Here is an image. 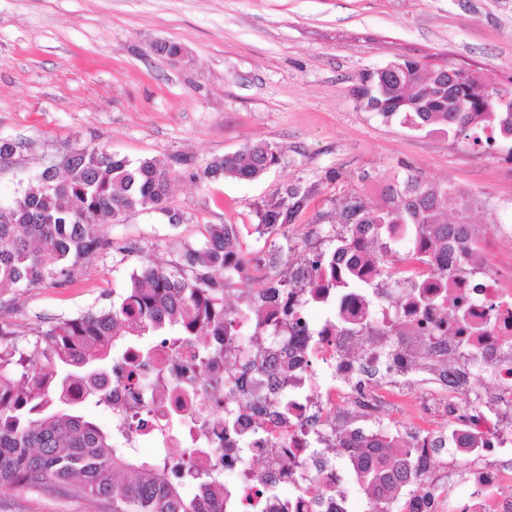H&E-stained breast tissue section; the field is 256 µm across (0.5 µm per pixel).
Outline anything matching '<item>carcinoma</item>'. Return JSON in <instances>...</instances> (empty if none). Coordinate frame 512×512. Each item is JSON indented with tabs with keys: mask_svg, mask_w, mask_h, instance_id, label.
<instances>
[{
	"mask_svg": "<svg viewBox=\"0 0 512 512\" xmlns=\"http://www.w3.org/2000/svg\"><path fill=\"white\" fill-rule=\"evenodd\" d=\"M509 105L490 103V91ZM356 96L385 119L429 133L442 132L465 144L512 133V82L473 71L456 87L451 62L429 66L407 57L360 76ZM279 163L277 147L256 142L208 162L200 178L254 181ZM172 168L146 157L136 162L92 147L77 150L59 178L40 172L36 183L0 205V293L68 282L82 260L102 246L99 227L131 210L169 212ZM378 206L351 193L341 210L345 224H408L431 241L448 243V187L407 174L387 185ZM306 194L291 187L262 205L259 226L276 236L271 261L292 250L288 224ZM240 229L213 224L200 249L182 262L145 263L133 271L119 300L38 332L31 352L0 347V492L32 483H56L112 504V512H224V481L217 470L167 459H143L115 445L116 434L89 421L80 405L112 409V381L93 373L105 367L118 342L159 336L173 356L199 346L201 357L221 354L207 336L224 335V278L239 270ZM84 387L81 399L73 387ZM371 451L361 460L363 482L389 490L403 474L406 456ZM192 485L187 497L183 487Z\"/></svg>",
	"mask_w": 512,
	"mask_h": 512,
	"instance_id": "1",
	"label": "carcinoma"
}]
</instances>
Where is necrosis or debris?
<instances>
[{
	"mask_svg": "<svg viewBox=\"0 0 512 512\" xmlns=\"http://www.w3.org/2000/svg\"><path fill=\"white\" fill-rule=\"evenodd\" d=\"M345 230L357 244L333 273L300 262L279 304L254 297L225 314L222 355L203 363L188 347L172 359L157 345L145 366L124 347L112 381L123 446L148 439L157 457L176 448L217 464L225 512H352L348 475L377 445L415 449L421 480L445 459L466 465L428 492L400 487L399 512H512L498 495L512 481V271L495 265L497 232L452 224L442 248L402 224ZM349 273L357 287H336ZM246 347L256 361L242 359ZM424 363L439 370L414 404L432 426L417 431L390 410ZM227 408L228 423L216 416Z\"/></svg>",
	"mask_w": 512,
	"mask_h": 512,
	"instance_id": "necrosis-or-debris-1",
	"label": "necrosis or debris"
}]
</instances>
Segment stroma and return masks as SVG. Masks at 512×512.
I'll use <instances>...</instances> for the list:
<instances>
[{
  "label": "stroma",
  "instance_id": "obj_1",
  "mask_svg": "<svg viewBox=\"0 0 512 512\" xmlns=\"http://www.w3.org/2000/svg\"><path fill=\"white\" fill-rule=\"evenodd\" d=\"M181 44L184 58L157 53ZM512 76V0H0V165L9 204L48 161L83 147L138 160L180 158L169 207L137 210L102 226L104 248L70 282L0 297L6 344L33 350L38 330L116 300L144 262H180L212 224L241 229L248 279L224 282L238 307L267 277L272 238L258 208L297 186L306 200L289 226L293 258L341 232L351 192L381 202L406 172L468 197L460 214L480 226L512 225V142L484 149L384 120L354 95L363 73L402 57ZM266 141L280 162L252 182L204 181L214 158ZM0 512H111L108 502L63 487L0 493Z\"/></svg>",
  "mask_w": 512,
  "mask_h": 512
}]
</instances>
